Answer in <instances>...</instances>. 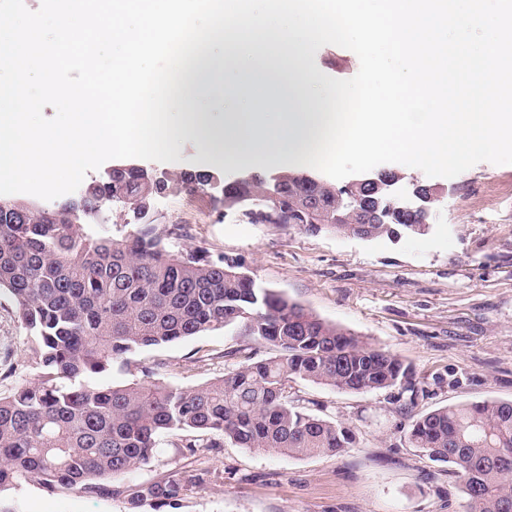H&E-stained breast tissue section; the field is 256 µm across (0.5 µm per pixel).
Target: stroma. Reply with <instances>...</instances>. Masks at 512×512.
Listing matches in <instances>:
<instances>
[{
    "label": "stroma",
    "mask_w": 512,
    "mask_h": 512,
    "mask_svg": "<svg viewBox=\"0 0 512 512\" xmlns=\"http://www.w3.org/2000/svg\"><path fill=\"white\" fill-rule=\"evenodd\" d=\"M401 175L400 192L431 182L443 195L430 230L392 242L250 222L240 211L198 197L167 194L154 204L157 224L178 227L172 251L205 250L244 264L264 286L321 318L411 363L417 395L401 388L350 393L302 382L296 391L312 413L355 433L341 456L290 458L233 443L196 456L164 436L151 463L125 484L204 470L178 508L78 492L50 494L22 483L1 500L15 512H466L460 479L404 438L411 411L484 399L512 400V164L481 162L453 178L385 163ZM255 358L272 347L221 331L138 353L155 379L193 387L234 369L235 350ZM31 344L8 299L0 298V394L33 377Z\"/></svg>",
    "instance_id": "obj_1"
}]
</instances>
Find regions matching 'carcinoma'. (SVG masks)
<instances>
[{
  "instance_id": "1",
  "label": "carcinoma",
  "mask_w": 512,
  "mask_h": 512,
  "mask_svg": "<svg viewBox=\"0 0 512 512\" xmlns=\"http://www.w3.org/2000/svg\"><path fill=\"white\" fill-rule=\"evenodd\" d=\"M209 171L171 176L144 167L117 168L83 187L88 220L109 210L133 216L124 238L90 237L70 219L72 203L22 217L0 212V297L14 306L33 338L34 376L0 395V493L33 482L48 493L77 491L176 505L199 473L132 485L114 480L150 464L158 438L178 437L194 455L219 448L221 436L241 448L294 458L341 456L355 433L291 398L299 381L343 392L399 386L416 393L413 366L391 351L328 322L285 294L266 288L244 265L217 261L202 250H169L173 234L150 220L154 200L168 193L207 197L211 204L276 213L307 233L357 235L336 223L334 200L288 172L267 182L258 175L214 191ZM412 206L395 203L385 223L368 225L372 239L425 234V213L436 187L416 182ZM357 208H384L358 191ZM224 330L277 351L257 360L245 348L224 377L193 388L159 380L100 385L97 377L127 367L142 350ZM415 448L453 468L462 480L467 512H512V401L486 399L410 416L404 434Z\"/></svg>"
}]
</instances>
